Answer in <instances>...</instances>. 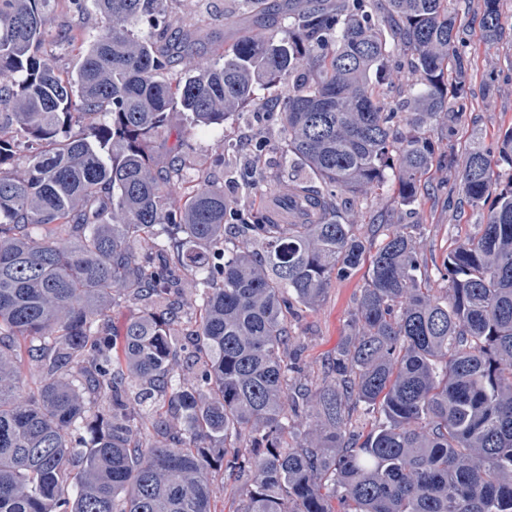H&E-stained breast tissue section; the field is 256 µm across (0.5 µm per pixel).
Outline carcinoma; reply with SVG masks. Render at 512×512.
Returning a JSON list of instances; mask_svg holds the SVG:
<instances>
[{
    "mask_svg": "<svg viewBox=\"0 0 512 512\" xmlns=\"http://www.w3.org/2000/svg\"><path fill=\"white\" fill-rule=\"evenodd\" d=\"M473 1L496 41L502 0ZM169 2L67 0L98 32L64 72L51 0H0V512H215L217 468L247 489L236 512H512V127L472 130L458 164L475 61L451 0H288V25L198 70ZM261 101L301 168L279 204L242 220L202 176L173 198L186 160L150 152L170 114L222 126ZM435 164L460 180L448 206L487 208L439 294L406 225L355 231L390 181L415 213ZM366 261L313 389L290 316ZM118 298L140 312L117 329Z\"/></svg>",
    "mask_w": 512,
    "mask_h": 512,
    "instance_id": "carcinoma-1",
    "label": "carcinoma"
}]
</instances>
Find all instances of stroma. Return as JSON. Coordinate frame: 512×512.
I'll return each mask as SVG.
<instances>
[{
    "instance_id": "1",
    "label": "stroma",
    "mask_w": 512,
    "mask_h": 512,
    "mask_svg": "<svg viewBox=\"0 0 512 512\" xmlns=\"http://www.w3.org/2000/svg\"><path fill=\"white\" fill-rule=\"evenodd\" d=\"M173 24L193 30L210 47H224L234 43L242 30L258 29L264 25L286 24L285 14L265 18L244 11L239 0H171L169 5ZM56 26H72L75 44L68 45L48 36L44 45L60 69H72L78 59V45L96 33L93 18L78 19L68 10L65 0H55L53 5ZM459 16L470 40L480 76L493 74L495 91L490 99L480 96L481 83L473 81L471 89L474 105L467 112L458 128L454 141L457 152H464L473 128H481L487 138H495L499 129L512 126V0H503L500 17V36L492 43L481 38L479 9L460 8ZM170 130L181 131L182 153L194 172L207 177L222 187L226 196L238 199L245 212L258 210L267 204L270 185L287 174L290 165L278 136L277 129L267 113L245 110L234 114L224 130L190 126L182 113L170 116ZM231 134L239 145L234 154L218 148L221 133ZM266 135L269 147L264 156V181L260 186L248 184L244 174L251 163V141L255 133ZM421 224L414 228L417 244L428 262L438 263L457 240L474 234L482 221L480 211H466L456 215L448 210L443 201L431 197L422 198L418 208ZM367 277L366 269H359L347 280L332 281L322 300L313 308L299 309L292 320V334L300 346L305 376L309 384H319L329 362L335 357L346 332L349 314L355 299Z\"/></svg>"
}]
</instances>
